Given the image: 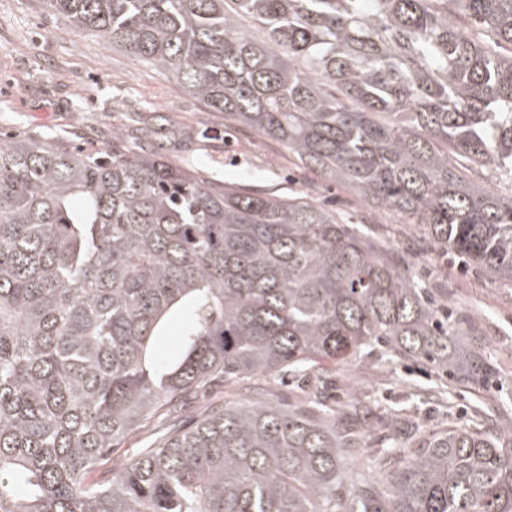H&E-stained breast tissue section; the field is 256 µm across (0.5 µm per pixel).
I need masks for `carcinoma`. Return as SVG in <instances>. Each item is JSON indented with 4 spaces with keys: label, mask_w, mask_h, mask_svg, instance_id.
Wrapping results in <instances>:
<instances>
[{
    "label": "carcinoma",
    "mask_w": 512,
    "mask_h": 512,
    "mask_svg": "<svg viewBox=\"0 0 512 512\" xmlns=\"http://www.w3.org/2000/svg\"><path fill=\"white\" fill-rule=\"evenodd\" d=\"M43 2L512 288V193L461 170L512 178V0ZM183 143L133 116L93 153L0 138V512H512L509 425L398 415L354 469L370 400L272 398L269 377L374 351L492 370L370 225L220 186L169 162ZM175 315L181 353L160 357ZM217 385L241 399L101 478L117 442Z\"/></svg>",
    "instance_id": "1"
}]
</instances>
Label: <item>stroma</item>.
<instances>
[{
  "instance_id": "1",
  "label": "stroma",
  "mask_w": 512,
  "mask_h": 512,
  "mask_svg": "<svg viewBox=\"0 0 512 512\" xmlns=\"http://www.w3.org/2000/svg\"><path fill=\"white\" fill-rule=\"evenodd\" d=\"M143 122L163 116L188 132L177 166L207 168L219 182H237L276 195L307 192L323 206L353 221L369 217L380 240L403 249L412 270L436 290L438 303L458 323L463 339L483 353L498 385L438 379L430 370L396 365L372 355L357 371L337 364L330 396L337 402L370 395L380 418L414 414L422 427L465 424L486 415L512 423V290L492 287L483 273L461 260H442L431 244L403 235L398 218L373 211L355 194L328 185L299 167L279 142L246 131L223 156L207 162L200 132L222 134L223 114L209 111L147 64L132 60L105 41L76 35L42 0H0V132L19 138L59 137L62 146L101 148L124 113Z\"/></svg>"
}]
</instances>
